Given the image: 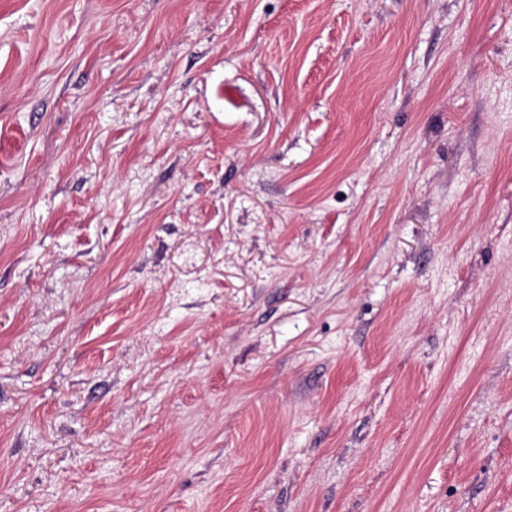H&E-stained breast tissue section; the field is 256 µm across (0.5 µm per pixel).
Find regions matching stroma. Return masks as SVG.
Wrapping results in <instances>:
<instances>
[{"label": "stroma", "instance_id": "obj_1", "mask_svg": "<svg viewBox=\"0 0 512 512\" xmlns=\"http://www.w3.org/2000/svg\"><path fill=\"white\" fill-rule=\"evenodd\" d=\"M0 512H512V0H0Z\"/></svg>", "mask_w": 512, "mask_h": 512}]
</instances>
